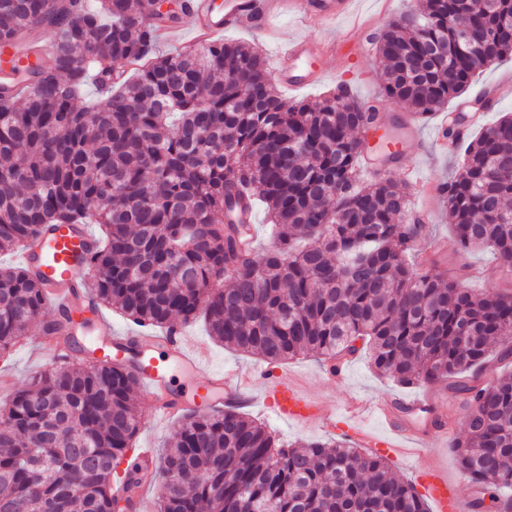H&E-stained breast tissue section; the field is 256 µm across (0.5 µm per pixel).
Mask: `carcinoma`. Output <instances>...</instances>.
Returning <instances> with one entry per match:
<instances>
[{"label": "carcinoma", "instance_id": "cac0c4a2", "mask_svg": "<svg viewBox=\"0 0 512 512\" xmlns=\"http://www.w3.org/2000/svg\"><path fill=\"white\" fill-rule=\"evenodd\" d=\"M0 0V46L19 56L54 38L19 100L0 87V251L52 224H99L89 292L141 327L205 320L225 346L270 363L327 362L370 345L401 385L471 394L461 472L496 512H512V375H456L492 349L512 357V293L477 294L435 261L404 254L426 234L389 174L360 177L355 132L375 123L342 82L316 100L280 96L252 46L212 41L162 52L155 0ZM466 28L480 44L454 53ZM387 98L424 117L462 96L477 71L512 59V0H424L376 37ZM138 64L135 75L121 69ZM106 95L81 107L91 79ZM456 244L512 273V117L465 144L443 184ZM274 249L246 246L254 202ZM39 279L0 268V354L44 317ZM55 349L75 336L43 322ZM132 368L55 360L0 404V512H113L112 476L141 427ZM142 461L121 477L134 494ZM157 512H429L386 459L342 438L284 446L235 408L190 411L163 457Z\"/></svg>", "mask_w": 512, "mask_h": 512}]
</instances>
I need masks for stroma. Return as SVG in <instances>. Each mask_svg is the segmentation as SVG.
<instances>
[{"label": "stroma", "mask_w": 512, "mask_h": 512, "mask_svg": "<svg viewBox=\"0 0 512 512\" xmlns=\"http://www.w3.org/2000/svg\"><path fill=\"white\" fill-rule=\"evenodd\" d=\"M421 0H355L352 14L338 20L331 28H324L320 18L312 15L308 19H300L291 12H282L272 22V34L246 31H227L223 37L227 40L246 42L258 48L268 60H275L279 45L278 35L297 38L315 39L325 35L340 36L350 30L355 20L367 22L368 27L361 38L372 42L390 22L404 12L412 11ZM326 71L323 79L316 85L292 92L295 100L315 99L333 90L338 82H345L351 91L365 104L377 106L381 117L394 113L406 112L407 107L400 102L386 100L380 80L378 55L375 50H368L347 71L336 68L335 60H325ZM442 112H435L420 119V140L414 147L416 169L413 176L403 172H395L397 181L406 185L410 196H418L419 183L426 182L434 186L443 184L455 167L459 155L455 152H443L436 142L442 123ZM428 225L431 237L443 241L444 246L440 257L448 268L449 274H462V284L475 292L510 291L512 275L502 271L493 256L487 252H458L450 227L451 219L443 202H432L428 205ZM184 334L194 344L202 346L207 357L204 372H218L232 369L242 373L265 372L269 365L261 357L238 352L224 347L209 335L203 320H195L186 324ZM42 330L40 324H33L28 336L9 352L0 355V373H9L16 386L26 384L31 375L40 370L47 360V352L41 345ZM277 371L298 379L311 393L328 403L332 408L342 409L352 398L374 402L390 396L415 397L436 392L433 384L403 387L390 378L377 374L370 362L368 353H360L346 359L345 374L342 379L334 380L328 375V368L317 358L301 356L283 361L276 366ZM252 419L264 424L268 430L288 444L294 441H317L327 438L328 433L313 426H301L278 418L271 410L263 406L261 401H254L244 409Z\"/></svg>", "instance_id": "1"}]
</instances>
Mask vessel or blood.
Listing matches in <instances>:
<instances>
[{
    "label": "vessel or blood",
    "mask_w": 512,
    "mask_h": 512,
    "mask_svg": "<svg viewBox=\"0 0 512 512\" xmlns=\"http://www.w3.org/2000/svg\"><path fill=\"white\" fill-rule=\"evenodd\" d=\"M288 3L294 5L300 17L315 13L329 22L351 10V0H188L181 23L162 24L161 30L171 33L179 27L187 29L192 34V45L198 47L230 29H267L271 19ZM352 45L348 37L321 41L282 38L275 69L277 80L288 90L313 85L323 75L317 61L333 57L338 63H345ZM386 127L392 132V144L381 153L363 155L364 165L379 173L410 172V147L419 140L414 122L398 114L388 118ZM94 248L95 236L89 225L58 224L30 239L21 259L24 267L41 279L53 312L72 314L74 335L95 331L93 355L132 367L156 417L171 420L188 410L241 407L249 403L250 391L257 384L261 387V399L286 421L338 431L355 447L366 448L381 457L394 456L408 443L416 446L417 481L437 512H474V497L462 494L459 481L449 480L427 449L429 442H445L450 437L446 402L430 397L396 398L368 407L353 400L338 411L284 374L264 378L259 384L236 371L200 376L205 352L184 336L121 334L113 331L102 312L92 313L88 318L75 313V306L90 302L80 277L90 266ZM179 372L184 380L176 386L172 380ZM368 409L385 422L386 437L370 436L364 429V412Z\"/></svg>",
    "instance_id": "1"
}]
</instances>
